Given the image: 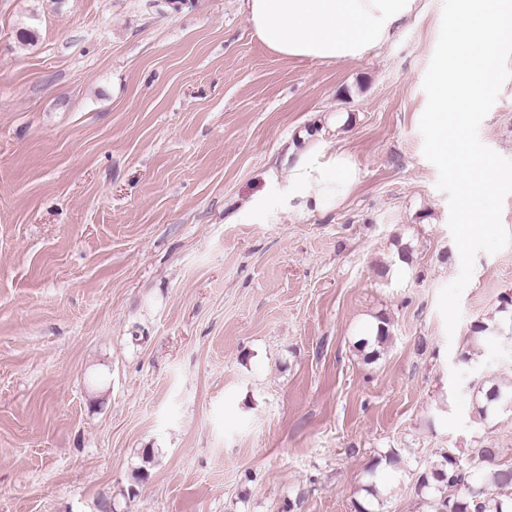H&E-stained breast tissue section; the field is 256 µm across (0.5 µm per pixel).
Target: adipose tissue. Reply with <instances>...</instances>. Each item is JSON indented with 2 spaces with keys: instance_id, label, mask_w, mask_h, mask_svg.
I'll use <instances>...</instances> for the list:
<instances>
[{
  "instance_id": "ef3b65f1",
  "label": "adipose tissue",
  "mask_w": 512,
  "mask_h": 512,
  "mask_svg": "<svg viewBox=\"0 0 512 512\" xmlns=\"http://www.w3.org/2000/svg\"><path fill=\"white\" fill-rule=\"evenodd\" d=\"M259 41L282 57L324 62L370 55L418 11V0H241ZM355 168L340 155L303 161L288 173L285 209L318 211L355 184Z\"/></svg>"
}]
</instances>
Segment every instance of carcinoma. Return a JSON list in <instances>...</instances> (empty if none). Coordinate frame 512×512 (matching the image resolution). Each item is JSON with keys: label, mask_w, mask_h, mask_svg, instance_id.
Wrapping results in <instances>:
<instances>
[{"label": "carcinoma", "mask_w": 512, "mask_h": 512, "mask_svg": "<svg viewBox=\"0 0 512 512\" xmlns=\"http://www.w3.org/2000/svg\"><path fill=\"white\" fill-rule=\"evenodd\" d=\"M478 413L486 417L498 410L512 409V381L494 382L479 378L472 384ZM495 449L478 448L474 460L479 462L480 486L470 483V471L452 453L442 455L443 461L419 476L417 487L427 491L443 484L452 494L430 500L432 512H512V498L491 494L493 489H512V466L494 463Z\"/></svg>", "instance_id": "1"}]
</instances>
